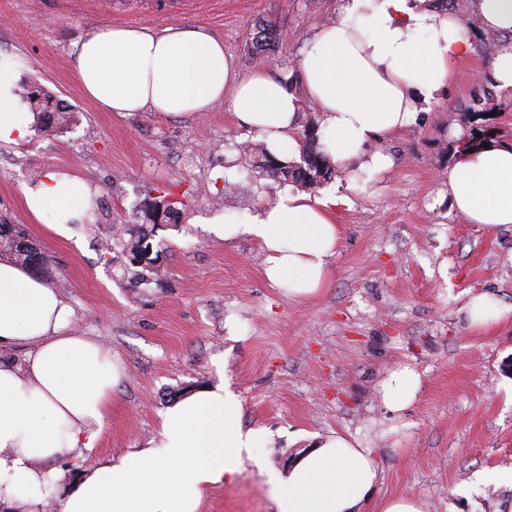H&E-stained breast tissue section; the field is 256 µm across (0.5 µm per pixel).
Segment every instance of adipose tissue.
Instances as JSON below:
<instances>
[{
    "label": "adipose tissue",
    "mask_w": 512,
    "mask_h": 512,
    "mask_svg": "<svg viewBox=\"0 0 512 512\" xmlns=\"http://www.w3.org/2000/svg\"><path fill=\"white\" fill-rule=\"evenodd\" d=\"M469 11L465 18L426 0H343L336 21L316 26L298 68L320 120L321 150L348 181L388 172L391 159L375 144L416 123L457 67L475 58L477 37L507 36L483 71L499 89H512V0H469ZM72 62L100 111L179 119L226 100L237 125L257 131L281 161L301 154L296 95L266 66L239 74L223 42L202 26H97L75 44ZM19 78L17 59L0 53V144L20 145L33 132ZM443 178L464 223L512 224V142L470 141ZM97 195L60 169L23 189L29 217L57 236L90 219ZM351 205L344 194L314 197L291 187L257 213L220 212L211 224L221 239L256 240L266 280L306 300L330 281L342 238L336 215ZM464 311L479 333L512 322V305L488 293L472 296ZM72 315L46 280L0 261V347L28 348L24 367L0 361V505L32 507L60 489V512H198L205 490L232 482L254 458L264 429L243 426L240 398L220 381L169 406L147 447L75 475L59 468L63 455L95 448L124 377L109 349L71 330ZM420 386L413 369L392 371L382 386L386 407L403 411ZM268 483L278 512H359L378 470L369 449L332 434Z\"/></svg>",
    "instance_id": "1"
}]
</instances>
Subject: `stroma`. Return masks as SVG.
Masks as SVG:
<instances>
[{
    "mask_svg": "<svg viewBox=\"0 0 512 512\" xmlns=\"http://www.w3.org/2000/svg\"><path fill=\"white\" fill-rule=\"evenodd\" d=\"M342 0H0V52L16 56L22 85L51 95L74 124L35 128L20 146L0 145V224H14L45 256L41 272L73 310L72 329L111 349L125 366L112 413L86 459L94 466L156 436L162 413L184 392L225 378L243 403V424L269 438L229 484L208 489L199 512H276L265 472L287 471L317 438L339 433L370 449L378 484L361 512L411 495L426 512H512V325L475 333L463 307L486 291L512 303V224H466L452 210L442 174L455 129L469 130L474 95H489V123L512 141V93L487 89L462 65L417 123L381 146L384 177L349 187L338 217L340 248L324 291L297 300L263 275L260 245L212 232L219 211H256L291 186L245 162L259 142L228 103L200 118L101 112L81 91L71 52L87 27L152 30L201 24L224 43L235 69L257 63V20L282 35L272 75L302 94L297 59L316 24ZM59 168L90 179L108 208L69 237L49 235L23 207L22 189ZM183 195L178 218L155 225L152 204ZM128 224L148 226L157 260L137 283L110 243ZM407 365L421 376L417 399L388 412L382 383Z\"/></svg>",
    "mask_w": 512,
    "mask_h": 512,
    "instance_id": "stroma-1",
    "label": "stroma"
}]
</instances>
